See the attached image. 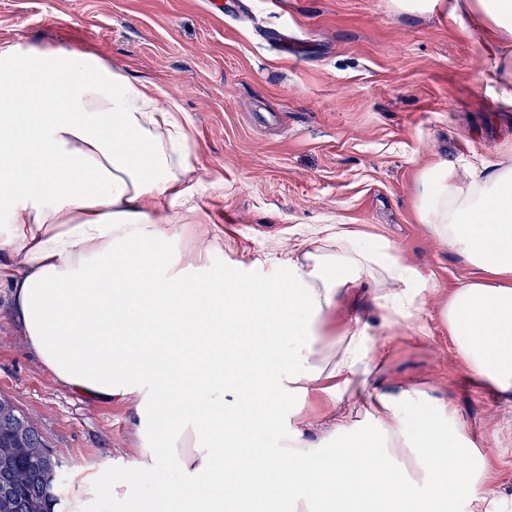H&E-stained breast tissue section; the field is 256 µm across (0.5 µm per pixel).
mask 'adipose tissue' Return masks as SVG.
<instances>
[{
	"instance_id": "adipose-tissue-1",
	"label": "adipose tissue",
	"mask_w": 512,
	"mask_h": 512,
	"mask_svg": "<svg viewBox=\"0 0 512 512\" xmlns=\"http://www.w3.org/2000/svg\"><path fill=\"white\" fill-rule=\"evenodd\" d=\"M400 15L470 17L497 49L512 106V0H391ZM193 145L176 102L90 52L0 47V285L29 350L85 400L131 412L133 468L153 489L126 512H483L485 456L454 406L417 385L372 386L362 313L411 325L427 289L385 238L337 230L247 281L195 224ZM415 213L479 274L441 320L472 382L512 404V160L441 158ZM335 324L331 337L325 325ZM323 411L331 439L308 438ZM174 469L178 483L158 481Z\"/></svg>"
}]
</instances>
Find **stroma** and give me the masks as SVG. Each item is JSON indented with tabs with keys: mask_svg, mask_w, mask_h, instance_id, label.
I'll return each mask as SVG.
<instances>
[{
	"mask_svg": "<svg viewBox=\"0 0 512 512\" xmlns=\"http://www.w3.org/2000/svg\"><path fill=\"white\" fill-rule=\"evenodd\" d=\"M0 0V43L99 55L176 101L196 154L201 199L224 243L225 272L271 273L289 245L327 227L387 239L429 292L413 327H384L381 387L415 382L452 401L485 454L492 512H512V407L454 359L441 300L476 274L419 223L420 171L438 158L512 159V109L489 72L494 45L468 18L393 13L388 0ZM0 396L64 461L63 502L80 470L95 496L115 483L148 487L129 466L135 431L125 407L90 404L33 355L0 287Z\"/></svg>",
	"mask_w": 512,
	"mask_h": 512,
	"instance_id": "1",
	"label": "stroma"
}]
</instances>
